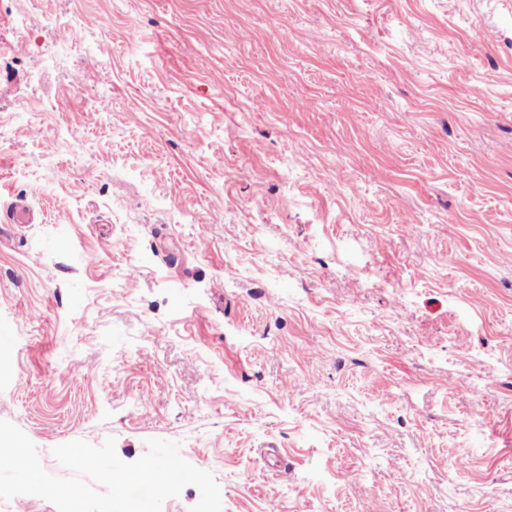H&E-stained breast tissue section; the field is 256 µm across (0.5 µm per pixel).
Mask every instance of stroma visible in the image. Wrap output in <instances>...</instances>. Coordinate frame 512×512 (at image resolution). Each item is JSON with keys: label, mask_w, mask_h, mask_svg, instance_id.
I'll return each instance as SVG.
<instances>
[{"label": "stroma", "mask_w": 512, "mask_h": 512, "mask_svg": "<svg viewBox=\"0 0 512 512\" xmlns=\"http://www.w3.org/2000/svg\"><path fill=\"white\" fill-rule=\"evenodd\" d=\"M0 420L512 512V0H0Z\"/></svg>", "instance_id": "1"}]
</instances>
